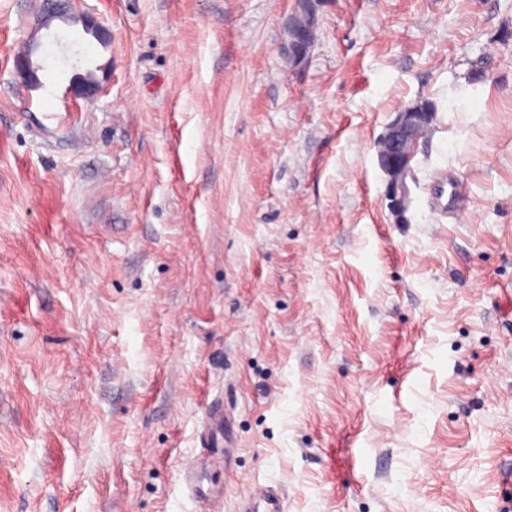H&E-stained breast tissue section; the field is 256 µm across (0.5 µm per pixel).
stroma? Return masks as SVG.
I'll return each mask as SVG.
<instances>
[{
    "instance_id": "35a3bbf8",
    "label": "stroma",
    "mask_w": 512,
    "mask_h": 512,
    "mask_svg": "<svg viewBox=\"0 0 512 512\" xmlns=\"http://www.w3.org/2000/svg\"><path fill=\"white\" fill-rule=\"evenodd\" d=\"M40 2L0 0V512H512V0H318L298 64L297 0ZM312 0H299V10L288 21L287 49L295 60H302L314 40L315 24L312 15ZM432 103V112H437L435 102ZM432 112H418L409 105L389 124L385 135L378 144L382 150L378 152L379 167L388 176L386 198L391 211L404 209L409 204L410 190L405 176L418 143L421 129L429 123ZM401 169V170H400ZM248 510L243 512H284L281 490L278 486L259 487L247 496Z\"/></svg>"
}]
</instances>
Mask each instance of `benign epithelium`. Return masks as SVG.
<instances>
[{"label": "benign epithelium", "mask_w": 512, "mask_h": 512, "mask_svg": "<svg viewBox=\"0 0 512 512\" xmlns=\"http://www.w3.org/2000/svg\"><path fill=\"white\" fill-rule=\"evenodd\" d=\"M299 10L288 21L287 49L296 60L303 59L314 40L315 24L312 15V0H298ZM66 12L62 0H42L41 25L47 27ZM16 71L23 83L35 86L39 83V67L35 66L31 52L27 51L16 60ZM431 113L419 112L412 105L397 113L379 141V167L388 176L386 198L392 211L404 209L409 204L410 190L405 176L418 143L421 129L429 123Z\"/></svg>", "instance_id": "1"}]
</instances>
